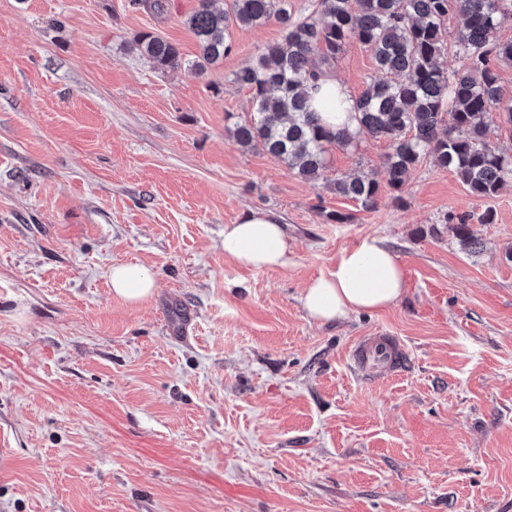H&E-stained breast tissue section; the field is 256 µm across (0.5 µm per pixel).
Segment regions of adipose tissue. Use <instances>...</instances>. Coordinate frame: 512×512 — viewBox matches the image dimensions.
Here are the masks:
<instances>
[{
    "label": "adipose tissue",
    "mask_w": 512,
    "mask_h": 512,
    "mask_svg": "<svg viewBox=\"0 0 512 512\" xmlns=\"http://www.w3.org/2000/svg\"><path fill=\"white\" fill-rule=\"evenodd\" d=\"M310 106L329 127H355L350 90L328 80L309 92ZM224 254L241 266L254 270L288 266L292 258L288 238L272 214L251 210L237 223L224 227ZM113 293L137 304L152 296L155 279L141 264L113 265L110 275ZM406 289L404 271L383 239L374 235L339 253L333 270L313 279L305 289L302 306L308 317L329 323L361 311H377L396 305Z\"/></svg>",
    "instance_id": "obj_1"
}]
</instances>
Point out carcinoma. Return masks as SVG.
<instances>
[{"mask_svg":"<svg viewBox=\"0 0 512 512\" xmlns=\"http://www.w3.org/2000/svg\"><path fill=\"white\" fill-rule=\"evenodd\" d=\"M451 12L462 23L457 46L466 64L450 74L439 59L447 50L443 24ZM272 19L283 25V40L233 73V82L249 89L253 107L250 120L231 130L239 146L259 148L316 183L324 178L329 146H348L361 137L384 140V180L397 203L403 202L407 175L427 156L480 200L512 184V154L487 142L485 122L497 109L512 123V95L498 74L500 65L512 64V41L491 39L512 20V0H316V9L302 19L291 15L288 0H229L223 10L214 9L213 0H198L185 19L198 43L195 60L183 59L177 44L149 32L137 35L134 44L154 69L202 75L230 51V26L261 27ZM351 42L371 52L381 77L355 97L357 127L334 131L311 109L308 89L330 77ZM329 187L366 211L377 208L381 185L374 178H338ZM474 219L492 224L495 213L464 212L444 223L477 253Z\"/></svg>","mask_w":512,"mask_h":512,"instance_id":"carcinoma-1","label":"carcinoma"}]
</instances>
